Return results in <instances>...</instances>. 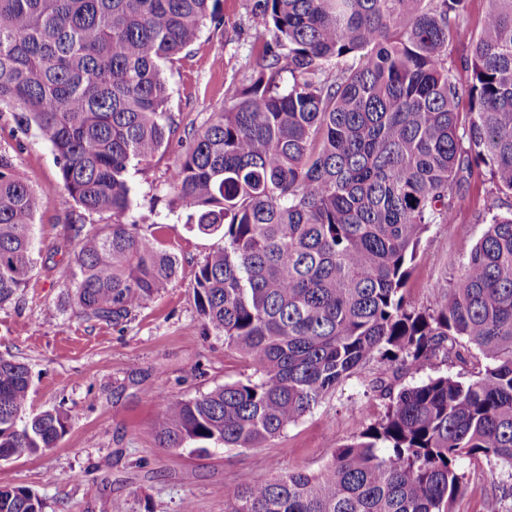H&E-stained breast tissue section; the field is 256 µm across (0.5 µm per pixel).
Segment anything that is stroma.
<instances>
[{
    "label": "stroma",
    "mask_w": 512,
    "mask_h": 512,
    "mask_svg": "<svg viewBox=\"0 0 512 512\" xmlns=\"http://www.w3.org/2000/svg\"><path fill=\"white\" fill-rule=\"evenodd\" d=\"M255 0H222L232 37L205 26L187 56L169 72L168 107L181 125L201 126L224 105V85L251 71L256 42L247 16ZM0 152L13 156L43 204L36 215L39 262L18 305L0 308V355L28 366L30 412L58 409L69 417L66 434L48 454L0 462V485L30 488L43 512H224L243 479L288 471H320L365 424L380 418L385 401L371 383L385 367L374 363L340 383L308 415L268 446L213 448L198 454L158 447L151 436L159 400L187 399L251 376V368L226 350L223 338L205 333L192 282L204 257L221 244L185 226L182 209L170 208L168 169L177 145L129 175L138 206L129 220L143 234L162 230L164 246L181 260L177 278L130 322L87 321L71 308L59 267L68 260L65 226L77 206L63 190L52 149L37 132L20 134L10 112H0ZM456 222L434 224L413 263L408 295L416 307L434 305L438 288L456 274L481 236L490 212L512 209V194L494 195L473 178L455 199ZM468 488L455 512H484L502 474L486 464L465 468Z\"/></svg>",
    "instance_id": "obj_1"
}]
</instances>
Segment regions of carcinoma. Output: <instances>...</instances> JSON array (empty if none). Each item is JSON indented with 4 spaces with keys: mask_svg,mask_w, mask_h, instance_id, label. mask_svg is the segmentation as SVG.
<instances>
[{
    "mask_svg": "<svg viewBox=\"0 0 512 512\" xmlns=\"http://www.w3.org/2000/svg\"><path fill=\"white\" fill-rule=\"evenodd\" d=\"M257 0L263 39L224 108L180 136L170 167L187 227L218 236L195 273L206 333L254 370L193 398L158 404L161 448H261L346 378L382 362L372 389L384 415L316 473L246 479L224 512H454L461 462L482 457L512 479V210L494 214L441 301L405 294L422 237L454 223L473 176L512 192V0ZM226 25L221 0H0V108L56 159L81 210L66 225L61 280L80 317L132 320L175 279L178 257L125 216L133 163L163 153L179 128L164 70L203 27ZM467 40L461 86L448 47ZM469 111H457L462 95ZM42 200L0 152V307L13 303L41 249ZM481 369L395 389L433 360ZM26 365L0 356V449L57 447L67 419L26 414ZM512 484L486 498L506 512ZM0 512H43L23 486L0 485Z\"/></svg>",
    "mask_w": 512,
    "mask_h": 512,
    "instance_id": "obj_1",
    "label": "carcinoma"
}]
</instances>
